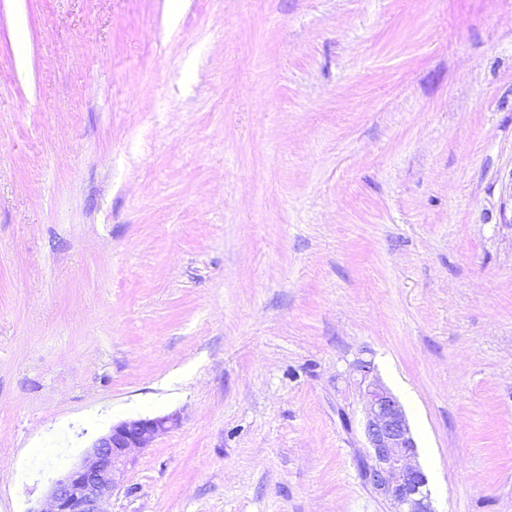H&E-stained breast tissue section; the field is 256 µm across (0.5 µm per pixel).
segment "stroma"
<instances>
[{
  "label": "stroma",
  "mask_w": 512,
  "mask_h": 512,
  "mask_svg": "<svg viewBox=\"0 0 512 512\" xmlns=\"http://www.w3.org/2000/svg\"><path fill=\"white\" fill-rule=\"evenodd\" d=\"M361 360L512 512V0H0V512H388ZM173 415L128 418L98 436L80 462L53 480L40 508L30 512H107L105 505L124 483L135 453L166 433Z\"/></svg>",
  "instance_id": "35a3bbf8"
}]
</instances>
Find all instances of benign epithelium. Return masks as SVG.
Here are the masks:
<instances>
[{
	"mask_svg": "<svg viewBox=\"0 0 512 512\" xmlns=\"http://www.w3.org/2000/svg\"><path fill=\"white\" fill-rule=\"evenodd\" d=\"M363 432L367 454L361 475L390 512H435L426 486L428 477L415 464L417 444L397 398L360 361ZM175 424L172 415L136 417L113 424L98 436L80 462L53 480L48 496L33 512H107L105 505L124 483L136 452Z\"/></svg>",
	"mask_w": 512,
	"mask_h": 512,
	"instance_id": "7a95c632",
	"label": "benign epithelium"
}]
</instances>
